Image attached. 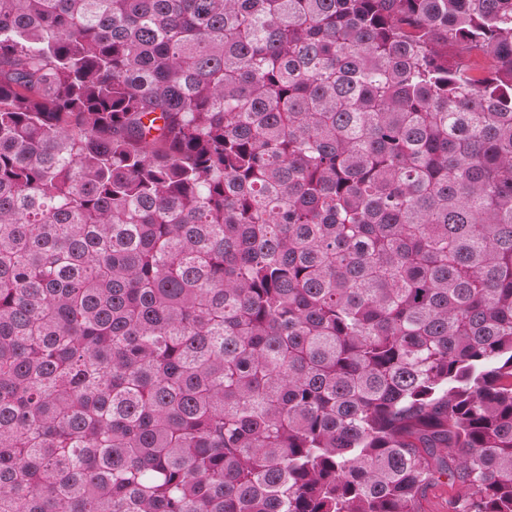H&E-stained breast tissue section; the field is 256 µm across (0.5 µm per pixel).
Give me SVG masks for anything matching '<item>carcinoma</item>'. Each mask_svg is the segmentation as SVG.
<instances>
[{"label":"carcinoma","mask_w":512,"mask_h":512,"mask_svg":"<svg viewBox=\"0 0 512 512\" xmlns=\"http://www.w3.org/2000/svg\"><path fill=\"white\" fill-rule=\"evenodd\" d=\"M512 512V0H0V512ZM456 494V489L438 486L428 491L422 500L423 512H448V499Z\"/></svg>","instance_id":"obj_1"}]
</instances>
